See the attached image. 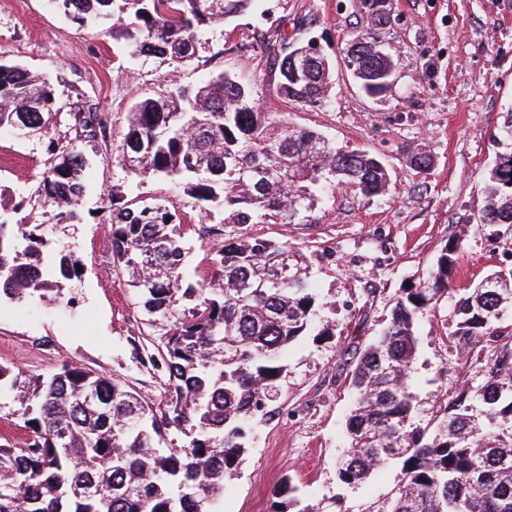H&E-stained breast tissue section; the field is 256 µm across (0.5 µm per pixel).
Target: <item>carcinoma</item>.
Instances as JSON below:
<instances>
[{"instance_id": "carcinoma-1", "label": "carcinoma", "mask_w": 512, "mask_h": 512, "mask_svg": "<svg viewBox=\"0 0 512 512\" xmlns=\"http://www.w3.org/2000/svg\"><path fill=\"white\" fill-rule=\"evenodd\" d=\"M55 2L75 21H115L131 56L182 67L196 58L204 27L250 12L257 0ZM310 25L306 14L294 18L295 45L307 44ZM290 37L278 30L262 40L280 58L277 97L325 104L336 64L316 58L303 80H293ZM345 56L368 95L383 91L396 72L395 54L373 53L364 37ZM64 120L75 137L50 141L34 202L72 223L84 189L83 143L105 133L106 118L78 100L62 103L49 76L0 62V131L48 136ZM500 143L505 151L490 171L479 223L509 229L512 112ZM117 153L130 174L169 179L224 211L204 230L212 239L208 274L196 287L185 284L189 248L165 206L134 199L112 209V275L130 288L146 325L171 322L157 343L167 372L163 396L149 403L112 377L68 362L49 377L0 364V395L12 399L7 416L24 430L19 440L0 433V512H213L226 477L244 460L248 424L277 386L283 352L309 330L318 308L301 251L274 240L238 242L227 227L268 215L306 224L316 192L348 185L372 197L390 181L378 157L273 118L227 72L137 100ZM39 230L0 221V296L10 301L57 298L78 275L71 258L45 256ZM462 253V243L450 241L427 277L399 290L387 325L352 371L355 405L336 476L357 486L396 464L398 483L375 512H512V336L497 326L512 306V268L487 275V288L464 289L455 303L458 344L472 355L481 342L492 348L483 382L438 403L424 427L411 390L417 320L448 294ZM193 297L192 306L183 305ZM296 491L282 477L275 512H312L299 507Z\"/></svg>"}]
</instances>
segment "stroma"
Masks as SVG:
<instances>
[{
    "label": "stroma",
    "mask_w": 512,
    "mask_h": 512,
    "mask_svg": "<svg viewBox=\"0 0 512 512\" xmlns=\"http://www.w3.org/2000/svg\"><path fill=\"white\" fill-rule=\"evenodd\" d=\"M384 9L387 22L379 26L368 0H260L254 13L206 27L193 62L174 69L141 64L111 28L74 21L51 0H0V61L49 75L62 101L82 100L107 117L106 136L84 145L82 221L74 226L52 207L28 204L42 178L48 139L0 133V217L41 225L51 250L72 256L81 268L59 300L0 301L2 364L49 375L73 361L158 398L165 371L150 363L154 349L142 316L111 272L110 200L121 195L158 202L176 214L191 248L186 279L192 284L206 273L211 246L197 230L221 216L177 184L135 177L121 165L115 146L136 100L174 82L193 87L229 71L266 111L336 144L367 150L388 169L386 195L366 197L339 186L321 195L308 223L273 217L241 230L298 248L308 260L319 308L313 333L283 356L277 392L250 426L248 452L224 482L219 512H272L273 490L285 475L303 505L317 512H326L335 494L350 512H374L386 500L397 466L379 468L356 487L336 480L353 403L346 366L356 344L379 336L399 289L427 274L451 240H463L466 250L448 296L416 325L411 386L422 419L461 384L483 379L481 364L466 358L449 332L460 290L512 266V234L478 222L483 189L501 151L500 128L512 112V0H385ZM301 12L312 19L308 37L332 59L360 35L393 46L395 84L369 96L340 76L325 105L278 99L277 75L258 43L274 30L292 31ZM419 151L431 156L429 171L411 165Z\"/></svg>",
    "instance_id": "35a3bbf8"
}]
</instances>
